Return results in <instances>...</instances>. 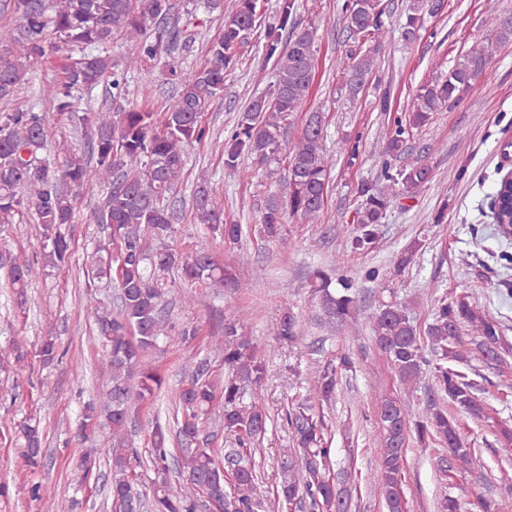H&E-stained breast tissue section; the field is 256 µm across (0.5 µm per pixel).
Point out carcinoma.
Wrapping results in <instances>:
<instances>
[{
    "label": "carcinoma",
    "instance_id": "1",
    "mask_svg": "<svg viewBox=\"0 0 512 512\" xmlns=\"http://www.w3.org/2000/svg\"><path fill=\"white\" fill-rule=\"evenodd\" d=\"M173 8L171 0H4L3 9L14 23L0 29V99L14 96L28 67L45 59L58 60L60 76L44 94L60 114L75 111L79 90L104 85L112 97H121L129 70H138L145 81H152L150 65L161 40L147 30L152 23L166 24ZM342 11L358 50L338 66L349 94L355 97L374 73V55L388 29L380 0H345ZM262 13L263 0H235L224 16L221 36L209 44L207 65L187 75L174 66L169 69L168 79L177 92L165 112L133 106L120 112L86 113L83 124L93 132L88 155L63 141L54 157L44 156L50 137L40 113H0V225L15 223V217L27 209L37 221L42 245V258L16 257L11 264L9 279L18 304L26 303L32 282L71 258L74 191L93 182L103 188L93 219L110 229L111 246L97 247L87 256V273L116 283L118 312L102 309L92 298L86 304V313L98 328V364L106 382L103 403L89 401L83 406L80 430L101 438L110 464L112 512H205L210 501L221 499L227 512H255L267 503L274 512H297L305 506L311 512H348L350 507L348 489L334 480L336 452L323 413V406L336 399L342 373L352 368L348 353L323 366L313 388L281 414L292 447L283 450L281 480L270 493L259 484L257 469L261 441L275 418L263 403L244 402L245 386L261 383L265 363L253 338L234 322L224 324V331L208 344V353L221 358L230 375L219 379L211 371L209 358L196 361L189 366L188 384L172 395L176 433L155 425L152 448L145 458L126 439L134 408L155 399L164 388L160 370L142 364V358L168 337L163 315L168 278L176 273L187 282L239 292L261 276L257 268L225 267L206 246L189 255L176 251L168 243L174 213L166 200L183 175L186 147L207 138L203 113L224 91V76L238 65L240 49L256 31ZM296 13L295 0H280L278 23L266 29L262 47L266 59L274 62L276 80L267 94L248 104L224 135V169L238 171L246 158L256 171L282 166L284 191L269 195L259 216L258 232L267 242L282 238L290 218L317 220L333 167V156L325 145L323 113L306 114L294 140L287 139L315 80L317 28L311 22L302 24ZM439 13V0H413L401 25L403 39L415 40L423 17ZM485 23L497 41H512V18L497 13L492 3ZM117 35L137 42L136 53L121 71L105 50ZM61 43L70 49L60 56ZM488 61L487 47H470L447 75L419 88L404 116L387 121L380 179L359 189L352 249L374 244L387 211L402 198H414L432 181L433 169L409 154L406 143L413 132L430 125L434 113L459 103ZM494 204V223L506 235V225H512L511 183H497ZM192 211L194 223L223 237L225 245L241 242L244 227L223 223L205 170L198 174ZM421 248L422 243L415 240L398 254L393 273L404 272ZM310 284L332 324L357 322L360 305L353 280L318 268ZM367 320L378 350L403 385H418L426 368L433 369L432 388L421 408L391 394L373 395L381 448L378 492L386 512H408L401 490L410 441L439 442L460 470L473 464L475 449L462 438L460 423L448 414V406L472 420L487 422L491 416L488 405L475 395V383L457 369V364L467 361L462 332L472 336L471 344L484 357L498 360L500 327L465 295L436 297L432 322L423 331L414 324L409 303L404 301L380 302ZM277 336L289 343L302 338V321L293 311L283 312ZM38 356L52 364L65 353L59 350L57 338L48 335L38 346ZM15 429L23 439L28 465L39 466L43 458L39 419L28 415ZM217 431L230 439V447H212L211 437ZM173 435L184 446L175 482L169 478ZM97 454L92 448L81 458L83 477L97 470ZM138 467L155 473L147 494L137 488ZM228 474L234 487L247 494L228 500ZM477 507L480 512H512V498L492 499L479 493Z\"/></svg>",
    "mask_w": 512,
    "mask_h": 512
}]
</instances>
